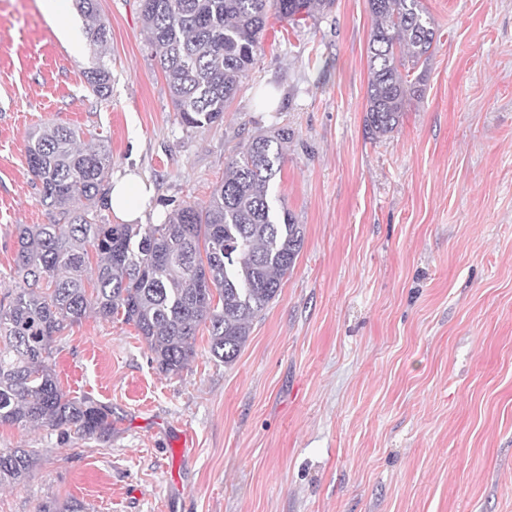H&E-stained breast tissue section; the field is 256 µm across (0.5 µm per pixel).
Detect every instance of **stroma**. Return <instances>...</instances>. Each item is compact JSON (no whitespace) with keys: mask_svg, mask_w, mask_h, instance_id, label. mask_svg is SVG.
Masks as SVG:
<instances>
[{"mask_svg":"<svg viewBox=\"0 0 512 512\" xmlns=\"http://www.w3.org/2000/svg\"><path fill=\"white\" fill-rule=\"evenodd\" d=\"M423 2L437 40L421 93L375 136L367 0L270 20L223 122L199 129L180 122L140 0H98L104 100L74 0L60 23L41 0H0V295L16 226L50 221L26 147L51 123L151 184L144 224L208 201L243 143L287 128L269 195L304 230L231 366L204 327L178 376L133 325L90 313L66 328L60 385L110 407L112 434L0 425V448L38 454L0 486V512H512V0Z\"/></svg>","mask_w":512,"mask_h":512,"instance_id":"1","label":"stroma"}]
</instances>
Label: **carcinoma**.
<instances>
[{"label": "carcinoma", "instance_id": "obj_1", "mask_svg": "<svg viewBox=\"0 0 512 512\" xmlns=\"http://www.w3.org/2000/svg\"><path fill=\"white\" fill-rule=\"evenodd\" d=\"M333 2L142 0L143 27L183 125L223 121L255 64L270 16L294 27ZM76 4L94 55L86 81L105 98L112 83L103 61L110 27L96 0ZM368 6L365 123L384 135L398 128L406 101L418 92L409 72L429 59L435 29L422 0H368ZM289 137L278 128L247 140L210 199L185 204L163 224H101L112 169L108 146L82 147L78 132L66 126L36 130L26 149L28 171L52 221L16 228L14 288L0 298V424L42 427L64 439L111 434L112 409L65 393L51 362L54 336L89 311L134 324L165 375L188 367L203 323L211 355L234 364L304 241L302 225L268 194ZM35 456L28 448H0V484L26 477ZM39 512H84V506L50 500Z\"/></svg>", "mask_w": 512, "mask_h": 512}]
</instances>
